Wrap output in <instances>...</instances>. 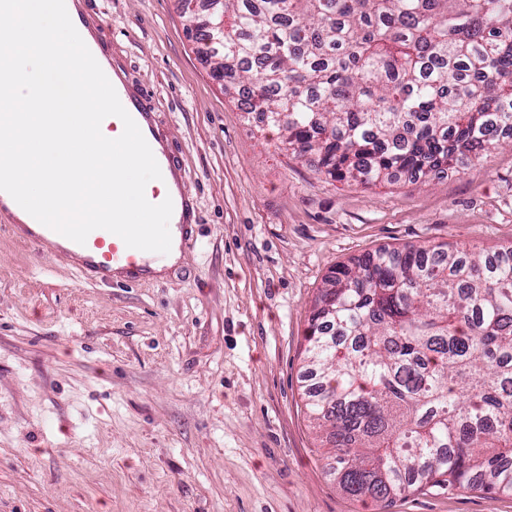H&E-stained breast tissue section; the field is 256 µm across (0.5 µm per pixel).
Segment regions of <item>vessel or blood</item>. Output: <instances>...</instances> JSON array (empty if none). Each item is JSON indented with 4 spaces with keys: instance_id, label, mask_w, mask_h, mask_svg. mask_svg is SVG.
Returning <instances> with one entry per match:
<instances>
[{
    "instance_id": "b4317fda",
    "label": "vessel or blood",
    "mask_w": 512,
    "mask_h": 512,
    "mask_svg": "<svg viewBox=\"0 0 512 512\" xmlns=\"http://www.w3.org/2000/svg\"><path fill=\"white\" fill-rule=\"evenodd\" d=\"M117 95L144 138H155L156 129L147 99L140 92L123 88ZM13 230L19 238L35 244L42 253L71 261L84 278L96 283L115 285L122 280L132 283L149 274L143 251L127 247L120 237L104 229L92 231L82 245L37 221L16 223Z\"/></svg>"
}]
</instances>
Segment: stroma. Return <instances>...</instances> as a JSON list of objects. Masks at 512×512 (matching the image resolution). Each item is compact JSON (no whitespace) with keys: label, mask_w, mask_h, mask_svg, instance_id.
Segmentation results:
<instances>
[{"label":"stroma","mask_w":512,"mask_h":512,"mask_svg":"<svg viewBox=\"0 0 512 512\" xmlns=\"http://www.w3.org/2000/svg\"><path fill=\"white\" fill-rule=\"evenodd\" d=\"M85 2L98 50L151 96L194 244L161 279L105 286L0 228V512H512L470 490L342 493L303 362L338 265L512 246V146L413 182L332 178L224 92L179 0Z\"/></svg>","instance_id":"35a3bbf8"}]
</instances>
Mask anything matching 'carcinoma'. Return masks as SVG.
<instances>
[{"label": "carcinoma", "mask_w": 512, "mask_h": 512, "mask_svg": "<svg viewBox=\"0 0 512 512\" xmlns=\"http://www.w3.org/2000/svg\"><path fill=\"white\" fill-rule=\"evenodd\" d=\"M182 2L224 91L334 178L476 166L512 132V0H224L222 18ZM306 340L343 493L512 495V247L342 264Z\"/></svg>", "instance_id": "cac0c4a2"}]
</instances>
